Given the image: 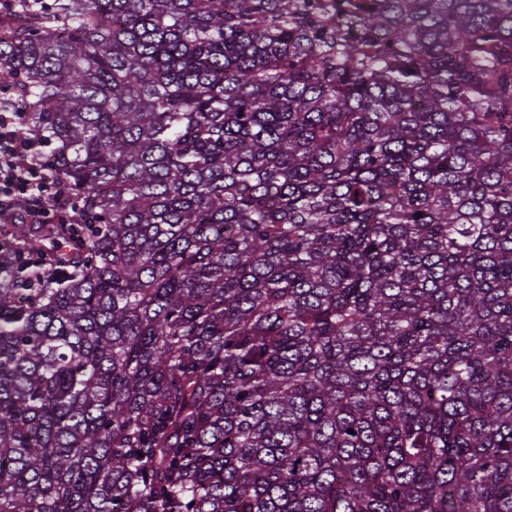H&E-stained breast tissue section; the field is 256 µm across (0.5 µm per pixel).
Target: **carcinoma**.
Here are the masks:
<instances>
[{
    "instance_id": "obj_1",
    "label": "carcinoma",
    "mask_w": 512,
    "mask_h": 512,
    "mask_svg": "<svg viewBox=\"0 0 512 512\" xmlns=\"http://www.w3.org/2000/svg\"><path fill=\"white\" fill-rule=\"evenodd\" d=\"M8 15L0 512H512V0ZM7 114L16 111L0 101V229L7 224H44L41 221L49 212L39 206L43 195L55 191L60 196L61 210L68 208V199L60 183L40 164L29 163L26 167L16 164L19 155L32 154L35 143L17 133L14 118Z\"/></svg>"
}]
</instances>
